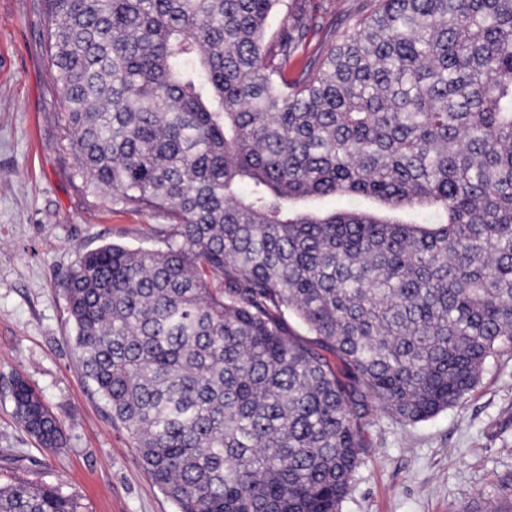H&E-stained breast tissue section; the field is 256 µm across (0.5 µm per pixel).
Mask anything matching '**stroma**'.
I'll list each match as a JSON object with an SVG mask.
<instances>
[{"label": "stroma", "instance_id": "stroma-1", "mask_svg": "<svg viewBox=\"0 0 512 512\" xmlns=\"http://www.w3.org/2000/svg\"><path fill=\"white\" fill-rule=\"evenodd\" d=\"M373 0H287L269 35L298 28L297 78L343 21ZM0 473L74 496L80 512H178L151 481L125 428L81 375L63 280L80 253L117 242L158 249L162 213L111 211L74 169L64 103L50 74L43 0H0ZM61 420L64 447L48 451L18 423L15 376ZM343 512H512V354L490 361L462 405L411 430L383 415Z\"/></svg>", "mask_w": 512, "mask_h": 512}]
</instances>
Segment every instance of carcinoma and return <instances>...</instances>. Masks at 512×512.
I'll list each match as a JSON object with an SVG mask.
<instances>
[{"instance_id":"obj_1","label":"carcinoma","mask_w":512,"mask_h":512,"mask_svg":"<svg viewBox=\"0 0 512 512\" xmlns=\"http://www.w3.org/2000/svg\"><path fill=\"white\" fill-rule=\"evenodd\" d=\"M280 2L45 0L76 171L169 220L63 288L84 377L178 512H342L375 413L427 421L512 350V0H375L292 81ZM338 198L411 219L309 207ZM11 395L63 447L36 389ZM0 512L79 506L3 475Z\"/></svg>"}]
</instances>
